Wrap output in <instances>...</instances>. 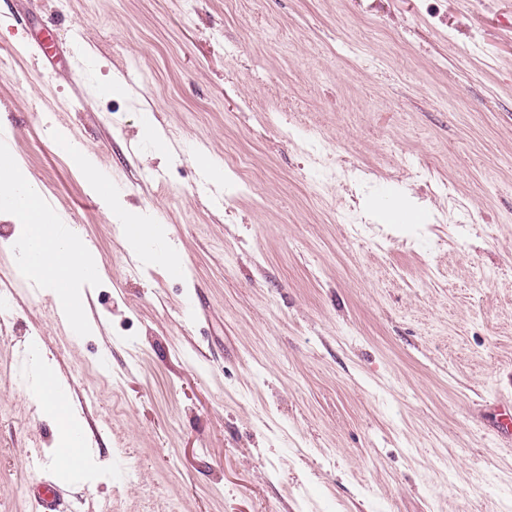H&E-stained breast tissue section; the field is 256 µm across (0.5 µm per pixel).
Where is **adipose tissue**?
Masks as SVG:
<instances>
[{"mask_svg":"<svg viewBox=\"0 0 512 512\" xmlns=\"http://www.w3.org/2000/svg\"><path fill=\"white\" fill-rule=\"evenodd\" d=\"M0 202L8 204L9 215L26 229L22 256H29L36 245L43 250L41 261L26 265V272L33 279L55 288L61 307L72 312V324L80 325L83 315L75 288L85 280L88 256L77 245L74 228L56 223L46 209L38 187L6 150L0 152Z\"/></svg>","mask_w":512,"mask_h":512,"instance_id":"obj_1","label":"adipose tissue"}]
</instances>
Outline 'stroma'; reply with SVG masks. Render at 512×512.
I'll return each mask as SVG.
<instances>
[{
    "label": "stroma",
    "mask_w": 512,
    "mask_h": 512,
    "mask_svg": "<svg viewBox=\"0 0 512 512\" xmlns=\"http://www.w3.org/2000/svg\"><path fill=\"white\" fill-rule=\"evenodd\" d=\"M0 57V143L102 266L71 325L0 216V512L60 478L47 373L65 512H512V0H0ZM62 146L70 155L76 168L85 177L89 187L98 195L102 204L112 215V188L102 180L91 154L85 149L75 146L68 139L63 140ZM113 213L118 216L123 228L128 226L135 229L136 234L133 237L125 233L128 244L132 248L138 249L143 246L146 240L152 239L165 248L163 256L159 257L161 261L155 262L162 263L168 268H175L177 266L180 261V254L164 244L165 232L161 227L154 224H145L146 221L143 215L139 211L128 207H121ZM54 386L55 379L53 376L49 375L43 379L42 389L46 394L51 395L52 399L54 400V406L51 412L57 421L60 441L62 445L61 451L59 452L57 458V467L61 471L68 470L71 466L74 455V453L69 450V448H71V432L77 428L73 427L68 418L67 401L61 399H66L68 397V392L64 389L58 388L56 396L60 398H56L54 393ZM73 443L76 448L83 447V435L79 430H75Z\"/></svg>",
    "instance_id": "obj_1"
}]
</instances>
